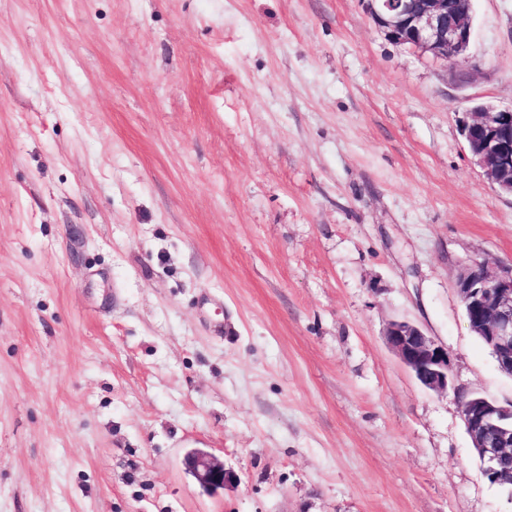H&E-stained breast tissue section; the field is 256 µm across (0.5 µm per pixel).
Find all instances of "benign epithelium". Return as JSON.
Segmentation results:
<instances>
[{"mask_svg":"<svg viewBox=\"0 0 512 512\" xmlns=\"http://www.w3.org/2000/svg\"><path fill=\"white\" fill-rule=\"evenodd\" d=\"M375 25L393 42L422 56L448 64L466 55L472 36L467 8L453 9L449 0H366ZM469 153L491 186L512 196V108L485 103L463 123ZM455 288L470 329L491 348L500 369L512 375V263L491 268L473 260L457 272ZM386 343L426 389L444 393L451 384L448 350L407 320L392 321ZM461 418L482 471L512 487V467L502 459L512 454V403L505 406L476 393L461 396ZM185 464L204 491L214 494L239 480L238 475L209 453L198 450Z\"/></svg>","mask_w":512,"mask_h":512,"instance_id":"obj_1","label":"benign epithelium"}]
</instances>
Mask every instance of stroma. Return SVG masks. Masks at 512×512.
Here are the masks:
<instances>
[{"mask_svg": "<svg viewBox=\"0 0 512 512\" xmlns=\"http://www.w3.org/2000/svg\"><path fill=\"white\" fill-rule=\"evenodd\" d=\"M472 7L449 65L364 0H0V512H512L459 403L512 402L454 288L512 260L461 135L512 0ZM386 343L426 389L444 393L451 384L448 350L407 320L392 321L385 332ZM185 464L204 491L214 494L239 480L238 475L224 467L209 453L198 450L186 454Z\"/></svg>", "mask_w": 512, "mask_h": 512, "instance_id": "stroma-1", "label": "stroma"}]
</instances>
